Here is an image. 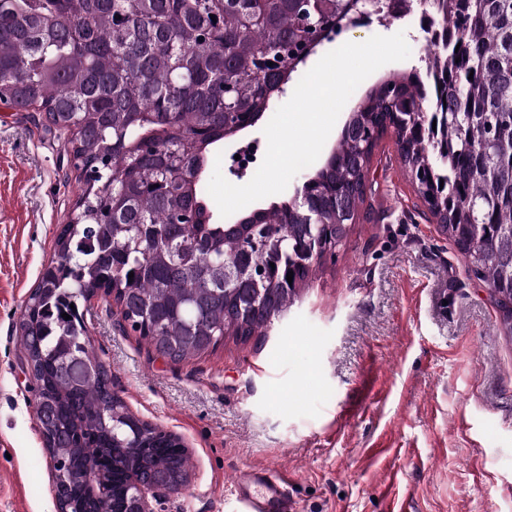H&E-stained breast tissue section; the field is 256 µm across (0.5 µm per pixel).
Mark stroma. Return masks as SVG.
<instances>
[{"label":"stroma","instance_id":"stroma-1","mask_svg":"<svg viewBox=\"0 0 512 512\" xmlns=\"http://www.w3.org/2000/svg\"><path fill=\"white\" fill-rule=\"evenodd\" d=\"M400 31L410 57L366 78L355 106L421 68L417 24L343 31L305 65ZM65 140L39 107L0 104V512H55L20 322L80 193ZM79 311L115 394L189 448L186 486L156 512H244L233 482L259 465L286 475L291 512H512V339L419 199L393 133L373 151L356 224L264 335L174 361L113 298Z\"/></svg>","mask_w":512,"mask_h":512}]
</instances>
